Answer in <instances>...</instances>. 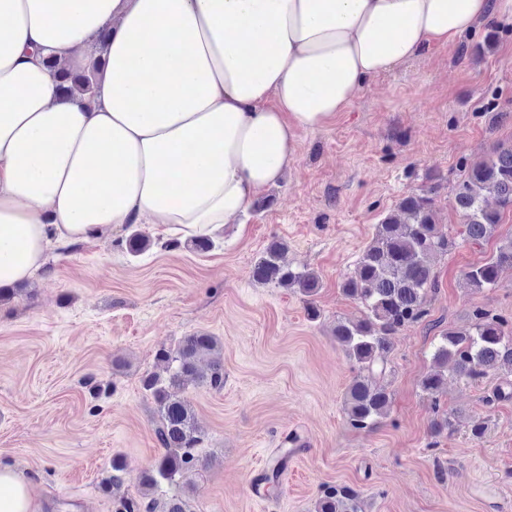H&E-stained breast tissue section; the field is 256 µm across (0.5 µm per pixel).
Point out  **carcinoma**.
<instances>
[{"instance_id":"carcinoma-1","label":"carcinoma","mask_w":512,"mask_h":512,"mask_svg":"<svg viewBox=\"0 0 512 512\" xmlns=\"http://www.w3.org/2000/svg\"><path fill=\"white\" fill-rule=\"evenodd\" d=\"M487 193L496 197L499 209L484 205ZM454 205L463 217L466 240L481 244L493 237L500 224V210L512 208V144L498 146L492 157L469 168L456 188ZM454 245V238L436 223L430 192L411 193L402 198L395 213L377 225L354 274L343 283V293L362 306L358 319L340 321L334 329L336 343L355 372L345 401L352 427L371 429L388 416L392 395L383 380L392 337L427 317L426 297L434 285L431 259ZM286 251L285 244L271 243L254 263L252 278L294 288L308 298L315 296L320 288L318 276L290 267L284 259ZM505 266L512 267V239L499 245L488 261L469 267L463 279L475 291L492 288ZM432 359L434 369L424 375L420 387L436 404L450 375L478 383L497 371L512 374V322L477 311L469 327L441 333ZM204 360L210 366L207 376L199 370ZM156 361L161 371L146 374L141 385L155 405L162 452L140 474V498L121 501L117 512H154V495L165 486L171 490L179 487L184 474L199 463L196 449L203 434L184 396L187 381L212 389L224 386V348L209 333L194 332L172 347L159 348ZM111 470L104 482L107 489L123 482L126 461L112 459ZM314 512H364V500L352 488L326 486L315 501Z\"/></svg>"}]
</instances>
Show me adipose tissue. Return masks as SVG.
Here are the masks:
<instances>
[{"label": "adipose tissue", "instance_id": "ef3b65f1", "mask_svg": "<svg viewBox=\"0 0 512 512\" xmlns=\"http://www.w3.org/2000/svg\"><path fill=\"white\" fill-rule=\"evenodd\" d=\"M494 13L512 0H0V287L118 225L232 223L300 131ZM48 58L92 90L60 95Z\"/></svg>", "mask_w": 512, "mask_h": 512}]
</instances>
